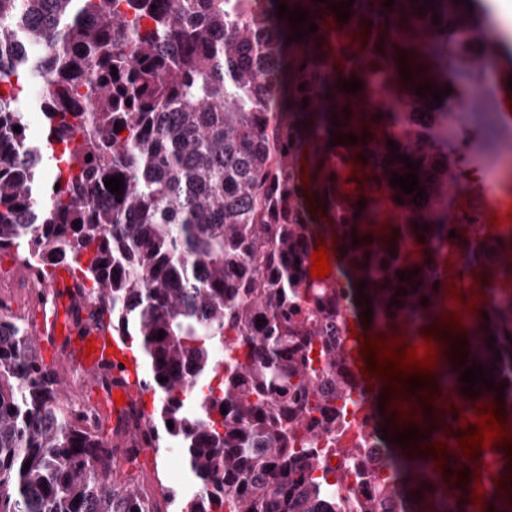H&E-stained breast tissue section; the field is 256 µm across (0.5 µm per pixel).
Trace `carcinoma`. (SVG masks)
Instances as JSON below:
<instances>
[{
    "mask_svg": "<svg viewBox=\"0 0 512 512\" xmlns=\"http://www.w3.org/2000/svg\"><path fill=\"white\" fill-rule=\"evenodd\" d=\"M279 2L308 12L300 29L317 31L288 41L295 31L276 16ZM339 2L0 0V251L29 268L38 256L41 270L88 255L102 329L137 337L149 361L156 403L144 440L158 449L166 434L195 477L180 512H336L309 446L345 430L365 382L347 359L358 339L326 335L332 317L364 313L362 281L375 330L406 321L435 331L432 392L454 399L442 417L431 405L400 414L427 433L415 454L383 439L380 412L375 428H360L348 455L378 484L355 497L357 512H476L477 478L483 512H512V445L502 466L478 476L452 460L477 406L512 421V293L461 334L441 320L434 287L445 257L469 276L490 268L500 279L512 277V261L502 233L464 238L448 223L460 113L446 97L430 112L405 105L419 87H447L448 45L481 20L454 0H355L342 22L331 8ZM16 78L37 87L31 103L45 141L64 144L59 153L26 138ZM352 78L362 84L355 93L343 90ZM332 131L357 143L331 147ZM355 145L374 170L375 198L362 206L336 185V159ZM304 153L306 186L295 168ZM399 154L420 163L421 206L390 185L408 172ZM119 175L122 192L112 193L104 181ZM309 195L335 223L313 222ZM387 202L404 223L376 222ZM329 231L339 234L340 268L331 281L313 279L309 251ZM464 359L495 370L505 395L487 399L482 383L477 396L463 393ZM369 442L379 455L360 452ZM438 443L448 446L440 468ZM120 451L136 464L139 449L105 446L62 400L25 319L0 316V512H172L173 490L117 488Z\"/></svg>",
    "mask_w": 512,
    "mask_h": 512,
    "instance_id": "cac0c4a2",
    "label": "carcinoma"
}]
</instances>
